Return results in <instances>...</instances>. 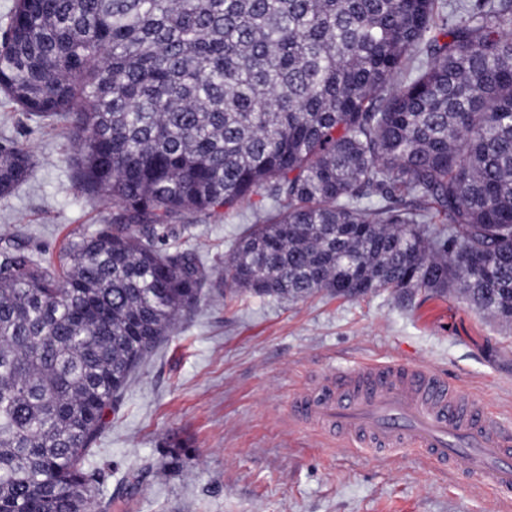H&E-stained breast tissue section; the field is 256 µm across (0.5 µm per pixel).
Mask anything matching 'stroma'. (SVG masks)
<instances>
[{
	"label": "stroma",
	"mask_w": 512,
	"mask_h": 512,
	"mask_svg": "<svg viewBox=\"0 0 512 512\" xmlns=\"http://www.w3.org/2000/svg\"><path fill=\"white\" fill-rule=\"evenodd\" d=\"M5 139L35 145L37 158L28 181L0 198V235L54 254L111 216V204L76 190L65 129L0 97ZM259 201L190 219L176 238L199 252L209 283L136 370L91 446L100 512H512V500L415 449L341 447L288 412L327 368L401 361L432 366L512 428V326L453 292H235L225 258Z\"/></svg>",
	"instance_id": "obj_1"
}]
</instances>
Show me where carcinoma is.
Returning a JSON list of instances; mask_svg holds the SVG:
<instances>
[{
    "label": "carcinoma",
    "mask_w": 512,
    "mask_h": 512,
    "mask_svg": "<svg viewBox=\"0 0 512 512\" xmlns=\"http://www.w3.org/2000/svg\"><path fill=\"white\" fill-rule=\"evenodd\" d=\"M0 93L112 203L54 260L0 236V512H96L105 412L210 278L161 248L188 214L263 191L238 291L454 289L512 324V0H15ZM33 159L0 143V197Z\"/></svg>",
    "instance_id": "carcinoma-1"
}]
</instances>
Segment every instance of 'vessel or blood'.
I'll use <instances>...</instances> for the list:
<instances>
[{"label":"vessel or blood","instance_id":"obj_1","mask_svg":"<svg viewBox=\"0 0 512 512\" xmlns=\"http://www.w3.org/2000/svg\"><path fill=\"white\" fill-rule=\"evenodd\" d=\"M294 422L350 446L413 448L512 495V438L488 407L436 370L403 362L328 369L291 401Z\"/></svg>","mask_w":512,"mask_h":512}]
</instances>
